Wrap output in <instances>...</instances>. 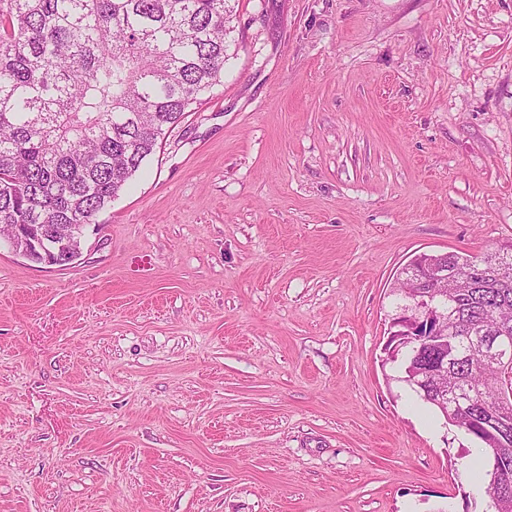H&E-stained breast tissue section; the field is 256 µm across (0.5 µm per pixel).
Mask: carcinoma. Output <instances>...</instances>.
<instances>
[{
    "label": "carcinoma",
    "mask_w": 512,
    "mask_h": 512,
    "mask_svg": "<svg viewBox=\"0 0 512 512\" xmlns=\"http://www.w3.org/2000/svg\"><path fill=\"white\" fill-rule=\"evenodd\" d=\"M229 0H0V230L13 224H96L168 130L218 85L228 57ZM500 254L448 253L457 271L432 304L460 331L448 337L442 383L467 392L454 424L467 426L483 461L512 470V378L468 354L465 328L512 332V272ZM489 268L468 278L469 263ZM401 341L400 374L426 369Z\"/></svg>",
    "instance_id": "carcinoma-1"
}]
</instances>
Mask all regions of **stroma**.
Listing matches in <instances>:
<instances>
[{"mask_svg": "<svg viewBox=\"0 0 512 512\" xmlns=\"http://www.w3.org/2000/svg\"><path fill=\"white\" fill-rule=\"evenodd\" d=\"M224 81L80 258L0 246V512H490L383 348L512 245V0H233Z\"/></svg>", "mask_w": 512, "mask_h": 512, "instance_id": "35a3bbf8", "label": "stroma"}]
</instances>
